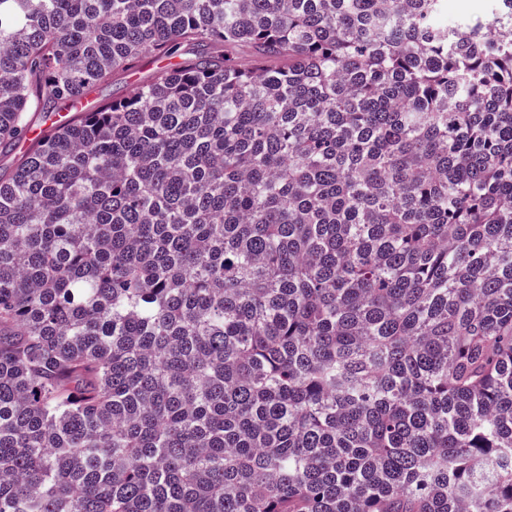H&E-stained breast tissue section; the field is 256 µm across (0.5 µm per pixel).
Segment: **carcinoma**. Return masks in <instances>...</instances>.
<instances>
[{"instance_id": "obj_1", "label": "carcinoma", "mask_w": 512, "mask_h": 512, "mask_svg": "<svg viewBox=\"0 0 512 512\" xmlns=\"http://www.w3.org/2000/svg\"><path fill=\"white\" fill-rule=\"evenodd\" d=\"M443 5L0 0V512H512V0ZM490 0H445L443 12L436 18L440 25L452 26L465 19L489 16ZM166 62L151 55L143 56L135 69L116 72L107 83L95 87L90 94L91 102L126 98L131 94L134 85L149 80Z\"/></svg>"}]
</instances>
